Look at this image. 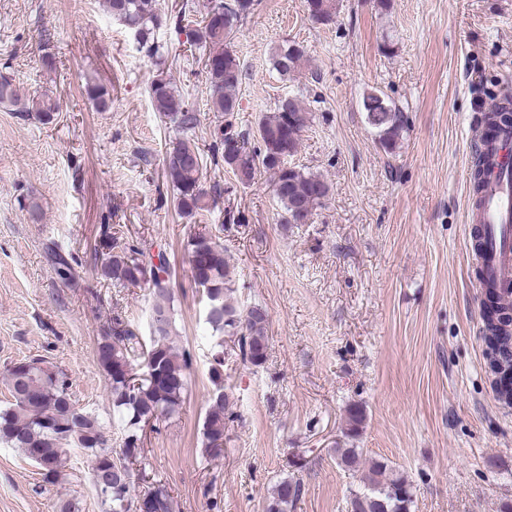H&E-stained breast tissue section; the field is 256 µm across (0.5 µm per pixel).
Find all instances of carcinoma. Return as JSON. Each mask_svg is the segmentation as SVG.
<instances>
[{
    "label": "carcinoma",
    "instance_id": "cac0c4a2",
    "mask_svg": "<svg viewBox=\"0 0 512 512\" xmlns=\"http://www.w3.org/2000/svg\"><path fill=\"white\" fill-rule=\"evenodd\" d=\"M255 0H210L201 20L187 19L186 7L172 17L174 27L185 33L189 48L203 49V66L209 84V111L224 114V124L213 130L210 153L196 139L200 113L186 101L173 83L157 77L149 95L154 110L178 133L169 144L165 159V178L172 189V203L179 214L196 217L208 210V196L221 193L216 182L205 189L202 171L207 165L222 167L235 181L250 184L260 172L271 175L273 192L283 209L282 222L305 224L331 192L321 177L291 164L288 158L299 148L309 122V110L294 97L280 100L274 112L263 115L255 133L244 131L232 121L238 108L242 69L237 56L228 48L239 23L254 11ZM112 16L132 33L140 50L153 59L162 56L156 31L167 22L159 13L158 0H107ZM310 19L322 25L334 22L335 0H306ZM304 57L298 44L277 49L274 68L282 75L294 71ZM0 105L10 107L25 120L48 124L59 111V103L48 95L26 94L14 80L0 73ZM368 124L375 130L379 146L393 153L406 127L402 112L376 92L363 98ZM256 142H251V139ZM97 275L115 287L145 285L153 298L149 319V342H144L130 319L120 314L102 329L97 343L99 367L106 374L112 401V413L122 430L121 445H108L103 425L94 415L79 408L69 391L66 373L58 366L33 358L25 365L14 363L4 378L12 401L0 408V442L21 450L42 470V481L54 484L61 477L64 457L69 449L84 448L91 455V479L105 512H132L130 505L149 498L153 512H173V497L160 480L138 493L130 466L140 461L144 467V430L148 425L171 418L182 409L192 366L189 352L177 347L174 333V292L170 264L158 252L160 265L152 263L150 250L134 239H123L112 225L100 227ZM191 276L195 288L206 299L205 321L214 344L209 362L212 393L202 424V446L206 455L224 454L229 396L224 390V337L237 341L243 362L260 367L270 350L267 310L254 304L245 309L235 305L234 275L219 236L205 226L187 240ZM49 259L59 277L73 281L77 273L68 259L55 247H47ZM489 319L512 324V308L499 305L488 295ZM486 354L495 355L501 377L512 375V335L485 337ZM144 357V371L137 379L118 373L115 366H133ZM346 440L358 436L365 420L363 410L354 405L347 411ZM336 464L351 475H359V487L350 491L346 512H410L412 487L404 475L381 460L362 461L361 449H336ZM301 493L300 482L283 478L277 481L267 499L266 512H293Z\"/></svg>",
    "mask_w": 512,
    "mask_h": 512
}]
</instances>
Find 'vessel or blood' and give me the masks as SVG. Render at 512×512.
Instances as JSON below:
<instances>
[{
    "instance_id": "b4317fda",
    "label": "vessel or blood",
    "mask_w": 512,
    "mask_h": 512,
    "mask_svg": "<svg viewBox=\"0 0 512 512\" xmlns=\"http://www.w3.org/2000/svg\"><path fill=\"white\" fill-rule=\"evenodd\" d=\"M487 151L480 205L470 218L483 243L479 287L499 294L507 305L512 303V126L498 127Z\"/></svg>"
}]
</instances>
